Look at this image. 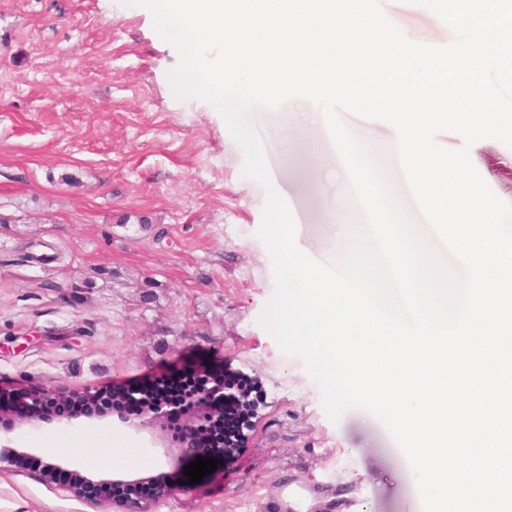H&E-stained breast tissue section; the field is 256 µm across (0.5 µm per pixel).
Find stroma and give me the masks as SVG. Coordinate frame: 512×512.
Instances as JSON below:
<instances>
[{"label": "stroma", "mask_w": 512, "mask_h": 512, "mask_svg": "<svg viewBox=\"0 0 512 512\" xmlns=\"http://www.w3.org/2000/svg\"><path fill=\"white\" fill-rule=\"evenodd\" d=\"M412 41L452 32L412 0H379ZM173 48L151 11L119 0H0V381L79 390L135 384L185 363L238 376L256 405L224 468L172 484L152 512H421L408 464L363 410L332 423L319 386L259 318L274 290L257 237L263 186L209 103L180 100ZM313 107L254 110L272 181L297 221V242L331 262L364 227L347 174ZM373 152L418 233L453 272L399 168L388 123L344 113ZM289 122L287 141L268 138ZM471 159L512 203V147L476 143ZM149 220L148 227L137 217ZM91 477H109L110 422L84 421ZM0 500L20 512H112L42 481L0 470Z\"/></svg>", "instance_id": "1"}]
</instances>
